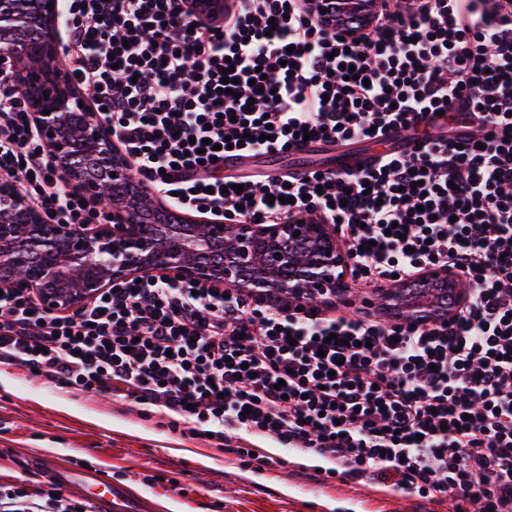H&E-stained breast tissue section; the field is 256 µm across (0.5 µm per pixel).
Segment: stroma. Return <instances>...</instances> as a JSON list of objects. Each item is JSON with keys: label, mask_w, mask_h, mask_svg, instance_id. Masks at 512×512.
Segmentation results:
<instances>
[{"label": "stroma", "mask_w": 512, "mask_h": 512, "mask_svg": "<svg viewBox=\"0 0 512 512\" xmlns=\"http://www.w3.org/2000/svg\"><path fill=\"white\" fill-rule=\"evenodd\" d=\"M133 401L70 392L40 377L0 367V474L49 480L43 459L57 456L101 468L114 484L151 501L150 512H453L388 493L371 481L323 483L317 459L304 466H243L227 450L142 420Z\"/></svg>", "instance_id": "obj_1"}]
</instances>
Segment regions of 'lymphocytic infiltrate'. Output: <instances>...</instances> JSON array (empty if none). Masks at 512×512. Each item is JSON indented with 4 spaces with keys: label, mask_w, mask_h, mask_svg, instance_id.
<instances>
[{
    "label": "lymphocytic infiltrate",
    "mask_w": 512,
    "mask_h": 512,
    "mask_svg": "<svg viewBox=\"0 0 512 512\" xmlns=\"http://www.w3.org/2000/svg\"><path fill=\"white\" fill-rule=\"evenodd\" d=\"M183 4L67 0L70 77L138 182L231 224L332 225L359 285L439 267L464 294L447 320L386 322L160 273L114 281L65 313L6 286L0 364L140 401L145 418L246 466H264L267 440L326 461L327 482L512 512V0H377L368 23L340 28L314 0H230L217 20ZM437 112L435 135L426 118ZM396 129L411 152L344 175L224 173L232 154L284 155L308 135L379 145ZM2 174L55 222L107 218L60 183L5 71ZM0 512L97 510L55 483L0 480Z\"/></svg>",
    "instance_id": "1"
}]
</instances>
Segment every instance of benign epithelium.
I'll use <instances>...</instances> for the list:
<instances>
[{
	"mask_svg": "<svg viewBox=\"0 0 512 512\" xmlns=\"http://www.w3.org/2000/svg\"><path fill=\"white\" fill-rule=\"evenodd\" d=\"M43 12L42 57L38 65L13 69V81L28 94L39 133L53 160L64 170L66 183L84 195L99 188L107 178L123 186L130 184L128 162L112 146L101 118L71 90L68 73L53 68L62 46L55 19L58 0H48ZM50 114H43L44 110ZM80 111L83 124L76 133L67 126V116ZM81 138L94 151L107 157L102 172L90 174L77 161L74 139ZM116 176H111V173ZM7 198L18 216L16 224H0V267L27 266L29 275L12 280L15 288H36L49 312L72 310L94 298L119 276L160 272L177 277L228 281L244 285L259 296L277 289L296 300L332 292L346 296L343 269L347 255L336 241L329 224H226L199 222L183 216L172 223L158 217L146 221L143 211H168L154 203L141 189L113 201L110 224H54L16 193L12 182L0 179V198ZM233 231L230 245L216 264L198 261L195 254L205 244L222 241ZM38 252L42 260L31 261ZM446 269H432L422 279L402 285L404 298L412 300L424 289L448 283Z\"/></svg>",
	"mask_w": 512,
	"mask_h": 512,
	"instance_id": "benign-epithelium-1",
	"label": "benign epithelium"
}]
</instances>
